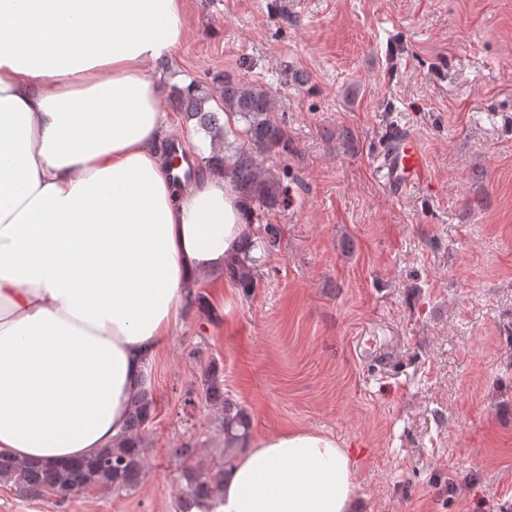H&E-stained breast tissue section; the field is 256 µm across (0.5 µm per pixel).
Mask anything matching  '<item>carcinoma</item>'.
Here are the masks:
<instances>
[{
  "instance_id": "cac0c4a2",
  "label": "carcinoma",
  "mask_w": 512,
  "mask_h": 512,
  "mask_svg": "<svg viewBox=\"0 0 512 512\" xmlns=\"http://www.w3.org/2000/svg\"><path fill=\"white\" fill-rule=\"evenodd\" d=\"M175 98L188 120L210 140L211 155L200 158L196 175L203 170L220 172L247 204L266 210L284 207L286 197L278 178L263 166L265 158L288 152L284 129L272 118L275 96L242 81L224 79L221 107L225 114L244 123L243 128L225 126L208 104L213 95L197 82L175 90ZM255 243L245 238L241 255L227 261L224 276L248 292L254 287L262 257L251 255ZM203 395L206 402L221 408L224 462L211 468L190 465L184 471V496L180 512H212L236 454L251 439L252 421L246 409L224 397V379L219 363L207 360ZM151 386L144 387L128 404L127 430L109 448L88 459L67 462L24 461L0 454V483L10 485L30 498L53 496L64 502L91 489L114 492L135 488L144 466L145 428L154 413Z\"/></svg>"
}]
</instances>
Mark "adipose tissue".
<instances>
[{"instance_id": "adipose-tissue-1", "label": "adipose tissue", "mask_w": 512, "mask_h": 512, "mask_svg": "<svg viewBox=\"0 0 512 512\" xmlns=\"http://www.w3.org/2000/svg\"><path fill=\"white\" fill-rule=\"evenodd\" d=\"M183 0H0V452L87 458L111 445L197 281L241 251L223 175L166 177L157 65ZM347 449L256 438L216 512H354Z\"/></svg>"}]
</instances>
